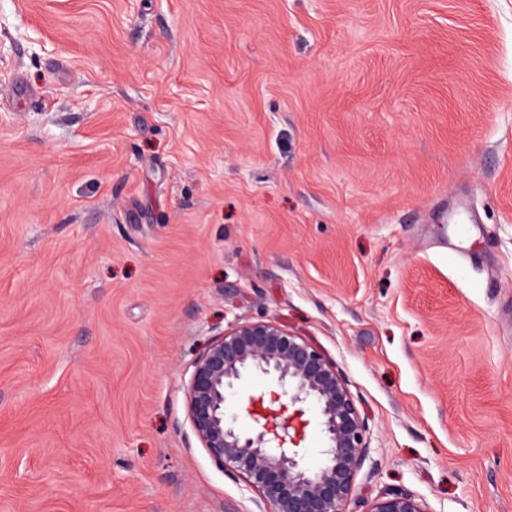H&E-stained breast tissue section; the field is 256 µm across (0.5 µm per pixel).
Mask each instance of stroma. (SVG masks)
I'll use <instances>...</instances> for the list:
<instances>
[{"mask_svg": "<svg viewBox=\"0 0 512 512\" xmlns=\"http://www.w3.org/2000/svg\"><path fill=\"white\" fill-rule=\"evenodd\" d=\"M243 320L344 379L346 512H512V0H0V512H254L186 418ZM367 512H425V509L413 495L391 493L375 499Z\"/></svg>", "mask_w": 512, "mask_h": 512, "instance_id": "35a3bbf8", "label": "stroma"}]
</instances>
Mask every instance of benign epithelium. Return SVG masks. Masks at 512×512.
Instances as JSON below:
<instances>
[{"mask_svg":"<svg viewBox=\"0 0 512 512\" xmlns=\"http://www.w3.org/2000/svg\"><path fill=\"white\" fill-rule=\"evenodd\" d=\"M276 379L281 392L251 400L250 434L227 416L226 401L244 375ZM187 418L211 460L242 476L259 512H345L366 451V425L336 365L315 345L275 321H243L211 338L195 357L185 388ZM315 410L326 438L316 470L298 448ZM368 512H425L410 494L375 499Z\"/></svg>","mask_w":512,"mask_h":512,"instance_id":"7a95c632","label":"benign epithelium"}]
</instances>
